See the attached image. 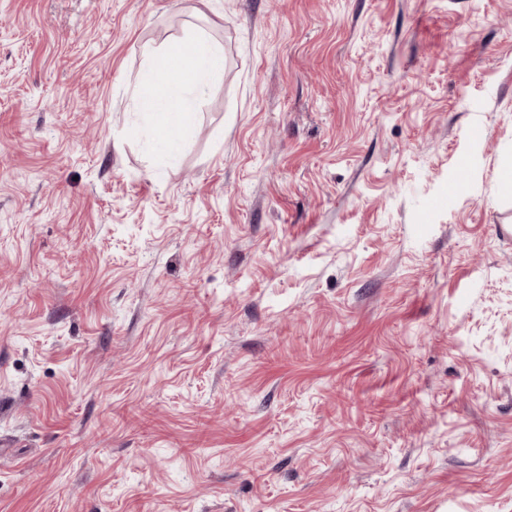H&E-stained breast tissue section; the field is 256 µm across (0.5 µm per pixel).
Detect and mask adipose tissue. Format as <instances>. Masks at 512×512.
Listing matches in <instances>:
<instances>
[{"instance_id": "adipose-tissue-1", "label": "adipose tissue", "mask_w": 512, "mask_h": 512, "mask_svg": "<svg viewBox=\"0 0 512 512\" xmlns=\"http://www.w3.org/2000/svg\"><path fill=\"white\" fill-rule=\"evenodd\" d=\"M223 71V46L202 32L152 55L138 97L165 147L176 145L191 127L202 92Z\"/></svg>"}]
</instances>
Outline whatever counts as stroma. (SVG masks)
<instances>
[{
    "instance_id": "35a3bbf8",
    "label": "stroma",
    "mask_w": 512,
    "mask_h": 512,
    "mask_svg": "<svg viewBox=\"0 0 512 512\" xmlns=\"http://www.w3.org/2000/svg\"><path fill=\"white\" fill-rule=\"evenodd\" d=\"M511 162L512 0H0V512H512ZM223 71L224 47L203 32L152 54L137 93L165 147L176 145L191 127L202 92Z\"/></svg>"
}]
</instances>
